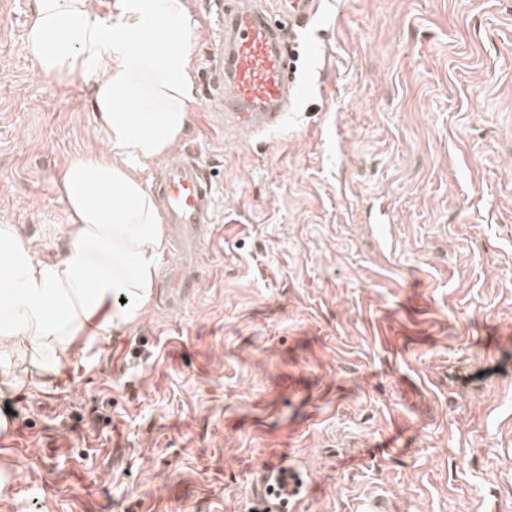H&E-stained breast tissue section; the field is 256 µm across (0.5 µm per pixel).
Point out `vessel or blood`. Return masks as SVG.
Wrapping results in <instances>:
<instances>
[{
  "label": "vessel or blood",
  "instance_id": "b4317fda",
  "mask_svg": "<svg viewBox=\"0 0 512 512\" xmlns=\"http://www.w3.org/2000/svg\"><path fill=\"white\" fill-rule=\"evenodd\" d=\"M322 0H287L286 14L292 28H305L321 10ZM217 26L223 37L219 59L222 69L211 70L216 86L212 105L225 126L248 133L281 127L298 99L301 88L289 82L290 50L280 27L251 0H226L218 10ZM156 192L161 198L164 221L179 234L183 258L165 274V286L174 300L188 298L197 288V247L203 230L212 222L215 188L209 172L194 149L161 173ZM295 467L286 463L264 465L254 479L249 512H293L302 489L292 480ZM290 475L282 493H274L273 481Z\"/></svg>",
  "mask_w": 512,
  "mask_h": 512
}]
</instances>
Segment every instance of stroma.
Instances as JSON below:
<instances>
[{
	"label": "stroma",
	"mask_w": 512,
	"mask_h": 512,
	"mask_svg": "<svg viewBox=\"0 0 512 512\" xmlns=\"http://www.w3.org/2000/svg\"><path fill=\"white\" fill-rule=\"evenodd\" d=\"M216 204L200 284L0 391V512H512V0H323L284 128L221 130L214 0H183ZM0 0V224L64 253L60 191L105 151L89 88L41 76ZM288 473V480H286V487L284 484L280 485L279 495L272 491L271 484L275 480L277 485L282 476V472ZM289 476H300V472L293 466H288L285 462L268 463L264 465L255 477L252 485V494L250 496L249 512H293L295 504L300 501L304 482L300 486H296L294 481ZM284 496V499H279ZM292 498H296L291 502Z\"/></svg>",
	"instance_id": "obj_1"
}]
</instances>
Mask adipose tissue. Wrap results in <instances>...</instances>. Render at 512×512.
<instances>
[{"label": "adipose tissue", "mask_w": 512, "mask_h": 512, "mask_svg": "<svg viewBox=\"0 0 512 512\" xmlns=\"http://www.w3.org/2000/svg\"><path fill=\"white\" fill-rule=\"evenodd\" d=\"M25 49L40 73L91 86L107 151L74 161L62 180L69 213L60 260L34 256L0 226V386L16 361L60 375L91 320L107 335L151 302L165 231L145 172L167 157L193 99L182 0H120L103 23L87 0H33Z\"/></svg>", "instance_id": "ef3b65f1"}]
</instances>
